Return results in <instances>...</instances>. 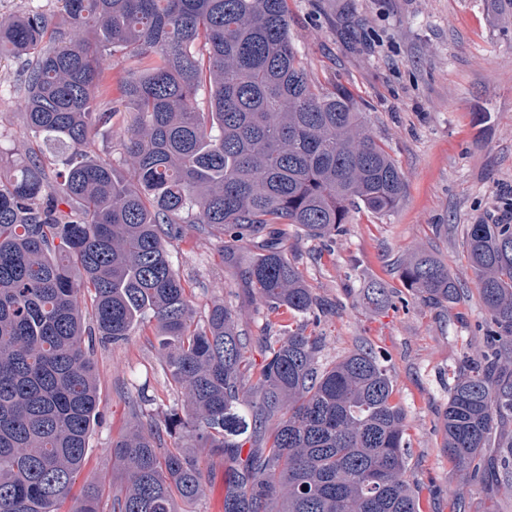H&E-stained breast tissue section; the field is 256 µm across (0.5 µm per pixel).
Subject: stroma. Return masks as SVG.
<instances>
[{"mask_svg": "<svg viewBox=\"0 0 512 512\" xmlns=\"http://www.w3.org/2000/svg\"><path fill=\"white\" fill-rule=\"evenodd\" d=\"M296 50L325 90H350L371 134L397 161L405 194L389 214L351 211L330 239L308 238L296 225L281 243L327 312L320 331L322 365L359 347L384 361L395 400L406 415L408 465L422 486L425 512H512V490L469 483L443 452L442 413L467 357L483 348L484 310L466 259L464 230L480 221L512 224V0H288ZM19 65L0 64V152L17 161L33 140L20 105ZM436 254L463 288L442 308L423 305L403 285L398 264L416 249ZM173 265L192 290L197 312L221 303L244 333L266 335L271 317L243 279L247 254L226 256L220 236L188 230L169 247ZM394 293L375 306L369 287ZM103 418L93 430L74 497L99 487L100 512H111L123 479L112 443L131 421L139 389L150 400L145 421H163L182 407L184 390L171 387L152 325L126 342L94 341ZM204 490L180 512H224L221 457L193 447Z\"/></svg>", "mask_w": 512, "mask_h": 512, "instance_id": "obj_1", "label": "stroma"}]
</instances>
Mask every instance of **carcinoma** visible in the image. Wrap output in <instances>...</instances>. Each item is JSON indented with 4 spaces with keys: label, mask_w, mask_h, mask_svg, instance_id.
I'll list each match as a JSON object with an SVG mask.
<instances>
[{
    "label": "carcinoma",
    "mask_w": 512,
    "mask_h": 512,
    "mask_svg": "<svg viewBox=\"0 0 512 512\" xmlns=\"http://www.w3.org/2000/svg\"><path fill=\"white\" fill-rule=\"evenodd\" d=\"M0 19V62L24 59L27 127L59 154L50 178L29 152L0 183V512H60L102 418L85 338L118 344L148 320L185 414L112 443L123 490L112 512H178L204 474L166 438H193L224 458V512H421L408 474L406 417L376 353L323 367L322 305L276 224L336 235L351 210L386 215L405 193L396 161L370 134L354 95L319 89L298 56L288 0H57ZM148 63L121 84L123 169L85 150L112 124L100 96L117 55ZM214 230L224 250L257 247L245 279L278 323L255 368L236 315L204 318L167 245L185 227ZM465 248L488 319L484 349L459 374L443 414L448 461L483 485L512 487V224H470ZM432 306L458 299L441 259L400 265ZM267 440L264 447L243 448ZM99 490L77 512H98Z\"/></svg>",
    "instance_id": "1"
}]
</instances>
